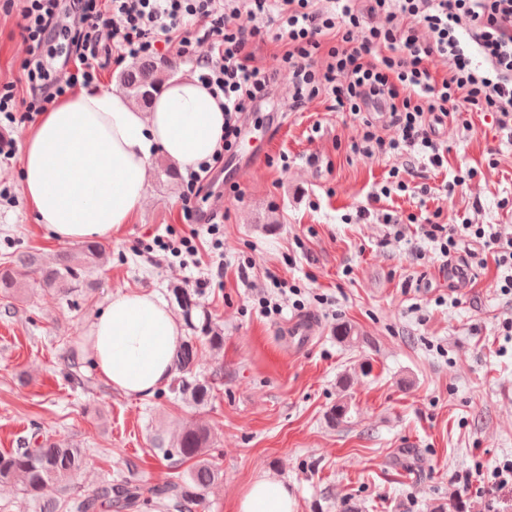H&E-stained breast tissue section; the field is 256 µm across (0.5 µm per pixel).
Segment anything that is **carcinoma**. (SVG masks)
Listing matches in <instances>:
<instances>
[{"label":"carcinoma","mask_w":512,"mask_h":512,"mask_svg":"<svg viewBox=\"0 0 512 512\" xmlns=\"http://www.w3.org/2000/svg\"><path fill=\"white\" fill-rule=\"evenodd\" d=\"M174 67L172 62L146 58L126 70L120 84L130 98L147 106ZM105 256V246L97 241L62 250L50 262L38 253H19L0 264V297L14 298L20 288L19 277L24 274L35 276L42 287L66 296L85 280L91 266ZM171 294L192 335L182 341L173 359L174 379L169 390L197 407L204 406L212 397L214 383L199 378L194 371L198 346L206 343L211 348H220L224 345V336L208 314L199 312L195 292L178 287L171 289ZM350 411L349 401L341 399L328 418L339 425L347 421ZM212 444L209 428L196 423L186 426L162 452L174 461V466L190 461L191 467L177 479L145 490L150 493L148 497L143 496L145 491L140 486L128 480H106L91 493L73 500L44 497L43 491L50 484L64 489L69 487L87 461L85 449L61 444L51 437L0 453V485L17 487L35 503L37 512H100L103 508L125 512L132 508H147L155 498L169 500L176 512H198L203 506L206 490L221 479L220 470L209 459Z\"/></svg>","instance_id":"cac0c4a2"}]
</instances>
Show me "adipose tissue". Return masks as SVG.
I'll list each match as a JSON object with an SVG mask.
<instances>
[{
  "instance_id": "adipose-tissue-1",
  "label": "adipose tissue",
  "mask_w": 512,
  "mask_h": 512,
  "mask_svg": "<svg viewBox=\"0 0 512 512\" xmlns=\"http://www.w3.org/2000/svg\"><path fill=\"white\" fill-rule=\"evenodd\" d=\"M223 135V107L189 73L169 78L147 111L122 91L83 89L59 98L24 133L23 194L54 238H107L146 203L154 153L184 171L207 160ZM183 333L163 299L130 290L112 295L82 345L113 391L147 397L169 381ZM238 512H294L293 498L263 475Z\"/></svg>"
}]
</instances>
